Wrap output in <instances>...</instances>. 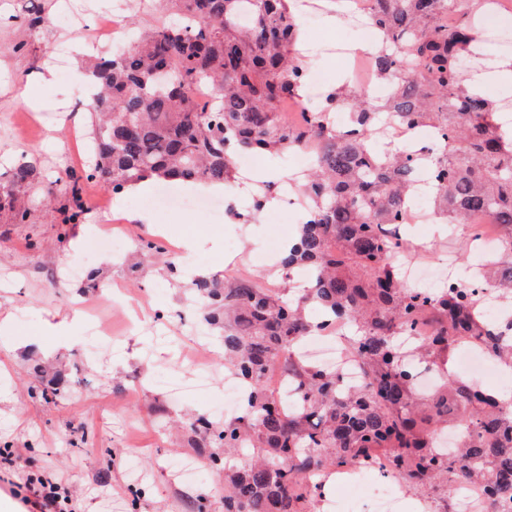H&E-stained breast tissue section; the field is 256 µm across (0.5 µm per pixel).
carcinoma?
<instances>
[{"instance_id": "carcinoma-1", "label": "carcinoma", "mask_w": 512, "mask_h": 512, "mask_svg": "<svg viewBox=\"0 0 512 512\" xmlns=\"http://www.w3.org/2000/svg\"><path fill=\"white\" fill-rule=\"evenodd\" d=\"M372 17L390 45L374 61L390 86L382 99L343 85L325 96L331 111L309 123L283 124L278 105L301 96L307 68L297 55L299 25L287 0H153L178 22H156L122 52L99 55L88 66L94 155L84 174L67 171L70 198L61 223H79L80 180H100L114 193L145 179L232 185L240 151L277 154L306 150L314 164L301 190L310 203L280 267L289 277L307 268L312 278L293 297L244 276L199 274L189 288L210 330L224 340V364L247 389L242 414L215 425H192L195 448H222L224 457L247 451L251 460L224 469V512H306L321 489L309 474L350 467L382 448L392 474L428 493L453 478L484 479L492 500L512 498V412L497 392L446 369L460 336L483 339L488 352L512 364V337L473 314L480 289L495 288L512 302V143L504 140L495 102L473 91L460 62L479 40L478 17L459 13L453 0H370ZM251 4V23L238 16ZM207 84L214 101L196 89ZM345 107L355 129L336 133L333 110ZM446 131L430 157L439 173L438 214L464 224L488 211L502 228L494 254L483 258L475 281L425 295L405 286L392 255L405 240L385 228L405 205L416 176L407 153L377 156L370 132L382 114ZM53 194L41 168L20 159L0 174V214L30 223L26 193ZM318 308L351 327L345 352L358 358L365 385L342 388L340 377L296 357V340L317 328ZM429 316L433 335L420 341V359L441 368L443 381L421 396L413 371L394 339ZM287 374L298 406L285 412L267 385L273 368ZM40 390L50 402L74 381L48 376ZM461 431L462 444L443 458L435 427Z\"/></svg>"}]
</instances>
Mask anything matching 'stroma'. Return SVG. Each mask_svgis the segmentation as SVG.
Wrapping results in <instances>:
<instances>
[{"mask_svg": "<svg viewBox=\"0 0 512 512\" xmlns=\"http://www.w3.org/2000/svg\"><path fill=\"white\" fill-rule=\"evenodd\" d=\"M113 0H0V158H26L54 178L66 170H82L74 161L65 132L73 122L70 91L80 86L91 30L87 17L111 10ZM61 16L51 27L28 23L35 14ZM345 26L332 12L303 27L304 44L315 47L311 68L326 86L342 79L343 66L322 42L335 39ZM68 47L66 65L56 63L59 47ZM54 67L51 84L30 90L31 103L16 97L27 74L42 65ZM83 201L93 222L60 224L47 217L41 193L30 199L31 221L10 223L0 216V313L9 315V329L0 332V444L15 453L14 473L37 472L59 479L78 501L80 512H223L224 472L208 467L193 482H183L176 461H206L209 451L190 447L189 422L210 415L223 400L224 351L220 338L200 320L187 288L192 274L238 272L262 278L279 260L283 244L294 238L300 219L282 208L266 210L251 223L237 224L187 209L133 205L124 195L119 210L97 208L107 195L101 182H83ZM145 214L149 223L137 222ZM41 245H28L31 232ZM125 235L129 245L119 256L97 257L104 282L124 288L127 304L111 305L110 294L85 292L69 268L85 240L98 232ZM168 235L183 246L191 273L172 276L165 253H153L147 275L133 273L141 242ZM410 256L441 257L457 251L465 233L449 237L439 225H416ZM241 243L238 252L225 249L228 240ZM111 323L122 335L118 352L90 347L93 325ZM207 337L214 353L213 385L203 394L171 398L165 377L179 384L192 376L180 364L184 336ZM49 364L75 378L71 390L52 402L37 394L40 381L34 362Z\"/></svg>", "mask_w": 512, "mask_h": 512, "instance_id": "1", "label": "stroma"}]
</instances>
